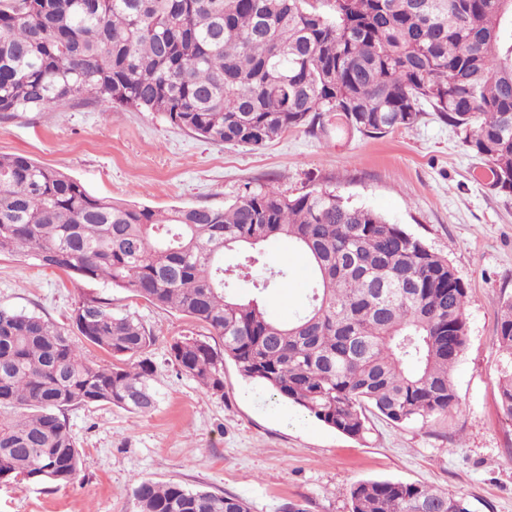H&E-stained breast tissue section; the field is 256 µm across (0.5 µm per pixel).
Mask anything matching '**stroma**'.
<instances>
[{"label":"stroma","mask_w":512,"mask_h":512,"mask_svg":"<svg viewBox=\"0 0 512 512\" xmlns=\"http://www.w3.org/2000/svg\"><path fill=\"white\" fill-rule=\"evenodd\" d=\"M0 154L59 168L98 197L163 210L221 207L272 186L296 196L324 187L372 209L446 257L468 289L467 341L452 371L459 407L424 422L369 415L364 438L343 435L224 363V390L203 389L172 361L169 345L206 330L100 282H74L35 260L0 255V306L68 324L82 296L111 298L156 341L147 415L111 406L69 411L86 465L71 485L0 483V512H138L135 481H176L246 499L250 512H349L362 480L419 482L465 495L471 512H512V420L499 405L503 359L493 342L503 299L512 297V194L477 181L483 160L432 111L382 137L349 134L335 113L262 148L214 145L153 112L90 99L0 117ZM288 287L265 295L271 315L301 306L304 256L288 241L269 247Z\"/></svg>","instance_id":"obj_1"}]
</instances>
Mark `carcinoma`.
Instances as JSON below:
<instances>
[{"mask_svg":"<svg viewBox=\"0 0 512 512\" xmlns=\"http://www.w3.org/2000/svg\"><path fill=\"white\" fill-rule=\"evenodd\" d=\"M86 97L162 115L217 145L257 149L325 112L378 137L429 106L512 193V0H0V115ZM286 239L307 258L304 305L270 315L263 293L288 273L237 281ZM234 251V268L224 252ZM109 281L209 335L170 354L207 391L224 361L341 434L365 411L426 421L459 405L451 371L466 343V286L400 225L314 188L273 187L224 207L155 210L90 194L58 168L0 155V254ZM68 329L0 307V483H73L85 460L73 407L148 414L155 336L112 300L82 298ZM494 343L499 403L512 419V297ZM94 346L112 357L96 362ZM140 512H249L248 502L176 482H135ZM351 512H471L462 495L367 480Z\"/></svg>","mask_w":512,"mask_h":512,"instance_id":"carcinoma-1","label":"carcinoma"}]
</instances>
